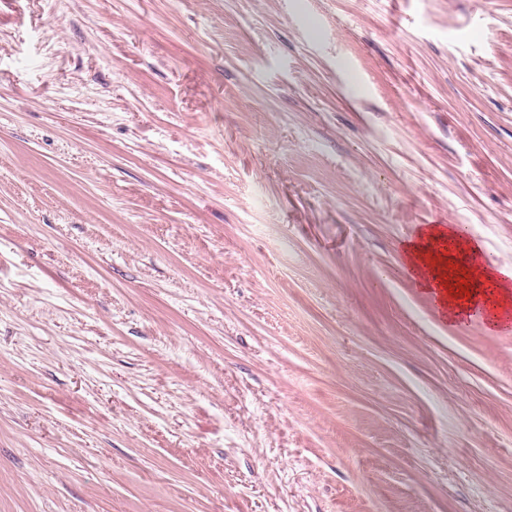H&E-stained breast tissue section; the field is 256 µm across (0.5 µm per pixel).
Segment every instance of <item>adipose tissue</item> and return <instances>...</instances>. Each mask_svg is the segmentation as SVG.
<instances>
[{"label": "adipose tissue", "mask_w": 512, "mask_h": 512, "mask_svg": "<svg viewBox=\"0 0 512 512\" xmlns=\"http://www.w3.org/2000/svg\"><path fill=\"white\" fill-rule=\"evenodd\" d=\"M401 250L415 286L436 299L445 322L457 324L480 302L494 312L488 331L512 324V262L485 266L481 240L454 224H428Z\"/></svg>", "instance_id": "ef3b65f1"}]
</instances>
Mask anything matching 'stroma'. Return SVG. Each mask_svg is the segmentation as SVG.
I'll list each match as a JSON object with an SVG mask.
<instances>
[{
  "instance_id": "obj_1",
  "label": "stroma",
  "mask_w": 512,
  "mask_h": 512,
  "mask_svg": "<svg viewBox=\"0 0 512 512\" xmlns=\"http://www.w3.org/2000/svg\"><path fill=\"white\" fill-rule=\"evenodd\" d=\"M512 0H0V512H512ZM401 250L415 286L436 299L445 322L454 326L469 311L467 323L489 320V332L508 327L512 318L511 261L485 266L481 262L484 243L464 234L456 224H427L403 242ZM470 304L476 305L470 309Z\"/></svg>"
}]
</instances>
